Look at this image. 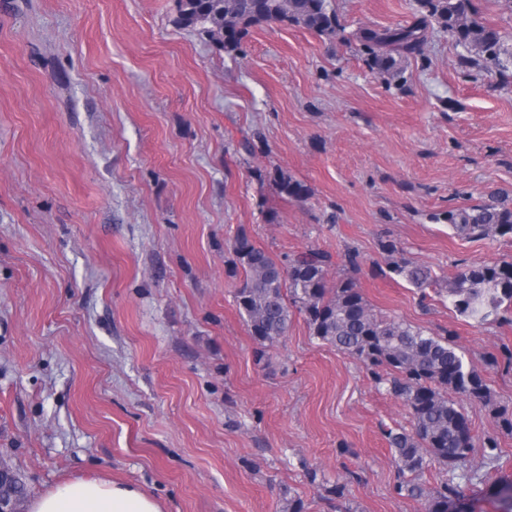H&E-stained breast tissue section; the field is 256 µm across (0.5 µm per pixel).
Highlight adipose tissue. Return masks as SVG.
<instances>
[{
  "label": "adipose tissue",
  "instance_id": "ef3b65f1",
  "mask_svg": "<svg viewBox=\"0 0 512 512\" xmlns=\"http://www.w3.org/2000/svg\"><path fill=\"white\" fill-rule=\"evenodd\" d=\"M31 512H162L160 504L132 485L98 479L64 482L32 501Z\"/></svg>",
  "mask_w": 512,
  "mask_h": 512
}]
</instances>
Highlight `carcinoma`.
<instances>
[{
  "mask_svg": "<svg viewBox=\"0 0 512 512\" xmlns=\"http://www.w3.org/2000/svg\"><path fill=\"white\" fill-rule=\"evenodd\" d=\"M420 16L409 25L363 29L358 40L371 72L399 80L402 62L422 54L430 37L431 21L462 48L461 60L480 68L501 71L512 65V47L500 31L485 24L474 0H416ZM177 23L205 34L231 55L252 27L279 23L332 35L342 30L328 0H177ZM256 179L272 182L279 193L295 200L308 187L279 168L254 171ZM448 226L466 238L512 234V199L502 195L488 203L448 211ZM391 257L389 269L417 288L430 284L429 270L395 258L393 242L382 245ZM231 273H243L236 303L258 354L286 336L291 308L306 315L312 334L364 363L376 381L399 398L412 417V432H389L394 462L402 480L399 493L425 502V512H453L465 494L453 480L435 488L421 480L428 461L452 472L475 448L471 423L458 402L488 404L490 389L484 377L465 360L453 333L428 334L402 320L375 313L355 282L346 277L328 286L331 256L308 249L277 261L255 246L240 230L230 246ZM448 298L461 315L478 324L498 318L512 307V262L480 264L460 269L448 281ZM25 486L13 477L0 486V497L18 502Z\"/></svg>",
  "mask_w": 512,
  "mask_h": 512,
  "instance_id": "cac0c4a2",
  "label": "carcinoma"
}]
</instances>
